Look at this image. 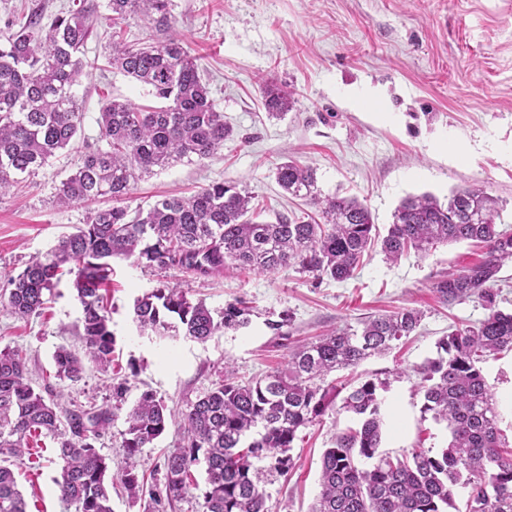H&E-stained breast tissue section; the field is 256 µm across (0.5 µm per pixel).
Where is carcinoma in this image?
<instances>
[{
  "label": "carcinoma",
  "mask_w": 512,
  "mask_h": 512,
  "mask_svg": "<svg viewBox=\"0 0 512 512\" xmlns=\"http://www.w3.org/2000/svg\"><path fill=\"white\" fill-rule=\"evenodd\" d=\"M111 20L141 16L160 37L150 43L112 42V67L165 105L146 108L129 99L103 104L99 125L104 148L87 152L60 182V206L100 196V209L50 251L8 279L0 294L20 319L41 314L62 277L74 276L82 307L76 328L84 357L65 347L54 353L56 376L77 381L84 361L106 368L114 350L107 297L112 259H134L149 268L195 279L224 275L228 268L262 274L296 268L343 282L353 277L375 241V224L355 197L324 196L313 168L289 160L276 168L279 186L318 209L321 221L279 215L261 218L251 198L226 182H214L190 197L164 196L146 211L124 206L137 178L212 157L231 128L203 82L197 58L174 34L170 0H107ZM96 5L56 16L43 28L39 14L16 28L0 30V193L35 176L81 129L75 92L92 33ZM263 105L281 118L294 91L265 82ZM503 206L481 188H462L440 203L423 194L404 199L381 239L387 260L410 251L425 253L449 242L475 241L486 251L476 264L437 280L448 305L477 299L489 310L475 326L456 327L436 343V355L419 368L422 413L446 424L450 439L439 452L414 448L400 457L380 451L383 416L372 379L352 387L341 408L358 427L336 435L321 460L320 495L311 512H512V449L480 363L512 352V312L499 308L490 288L506 261L512 262V226ZM253 306L237 299L220 318L201 301L162 283L137 299L133 320L159 338L183 336L205 342L226 329L249 324ZM422 315L413 309L370 316L361 328L348 326L291 350L284 369L238 382L230 374L184 414L183 444L165 459V497L148 507L169 506L198 488L191 469L205 464L202 512H267L266 476L293 466L290 451L300 429L324 415L341 390L324 384L329 373L358 366L410 336ZM171 412L151 391L141 394L123 433L125 466L112 474L94 442L111 422L106 410H60L34 386L26 357L0 350V512H27L14 470L30 440L49 437L61 464L56 485L73 512H112L109 485L119 482L132 496L144 486L137 458L167 429ZM475 491L464 510L455 490Z\"/></svg>",
  "instance_id": "carcinoma-1"
}]
</instances>
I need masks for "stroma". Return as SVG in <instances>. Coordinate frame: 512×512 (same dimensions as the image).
Segmentation results:
<instances>
[{
    "mask_svg": "<svg viewBox=\"0 0 512 512\" xmlns=\"http://www.w3.org/2000/svg\"><path fill=\"white\" fill-rule=\"evenodd\" d=\"M83 4L0 0V30L9 22H25L36 6L48 23ZM172 12L233 135L210 159L139 179L127 199L129 209L226 181L249 192L266 220L301 217L309 205L285 193L274 174L276 164L292 158L315 169L323 194L364 201L382 231L404 198L428 193L444 203L453 191L472 186L498 198L505 222L512 223V0H172ZM106 15L98 9L84 49L89 69L76 88L84 113L81 131L52 165L0 194V290L97 207L108 206L105 198L68 206L54 202L56 187L81 157L103 144L102 105L114 97L154 102L107 66L112 23ZM267 79L295 91L283 119L265 113L261 84ZM482 256L481 247L460 242L394 264L376 248L355 277L342 283L292 268L275 274L230 269L220 277L191 279L117 258L110 368L86 364L76 382L55 376L59 347L83 351L75 327L82 307L67 276L42 315L21 320L0 304V350L22 351L35 385L48 387L49 398L60 406L111 413L94 445L117 471L124 464L128 413L143 391H152L179 415L222 382L225 368L247 382L283 369L291 348L325 330L417 309L423 318L416 332L390 353L364 360L353 377L385 384L383 451L397 455L419 446L437 451L446 446L448 433L421 412L417 369L435 356L437 341L454 326L477 324L487 311L476 300L444 305L433 285ZM164 280L216 314L236 297H247L255 306L251 321L203 343L140 334L134 303ZM284 315L290 318L287 333L274 335L269 324ZM482 370L512 441V354L488 358ZM353 424V414L335 406L300 430L291 451L294 467L285 475L272 473L265 484L268 512H309L320 492L322 454ZM182 438L175 421L143 450L138 471L147 483L135 498L114 485L113 512H144L151 495L163 493L164 458ZM14 471L28 512H68L56 486L60 469L51 439L32 445Z\"/></svg>",
    "mask_w": 512,
    "mask_h": 512,
    "instance_id": "obj_1",
    "label": "stroma"
}]
</instances>
